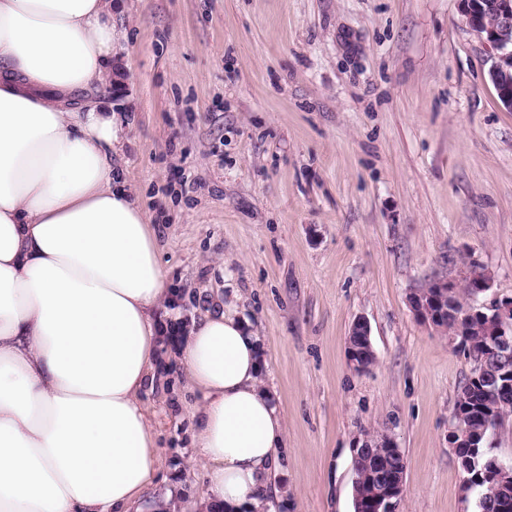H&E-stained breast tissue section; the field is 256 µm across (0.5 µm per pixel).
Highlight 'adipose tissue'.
<instances>
[{
  "label": "adipose tissue",
  "mask_w": 512,
  "mask_h": 512,
  "mask_svg": "<svg viewBox=\"0 0 512 512\" xmlns=\"http://www.w3.org/2000/svg\"><path fill=\"white\" fill-rule=\"evenodd\" d=\"M113 0H0V512H166L141 403L172 301L148 214L112 156L127 32ZM201 512H264L285 425L254 331L212 313L177 348Z\"/></svg>",
  "instance_id": "1"
}]
</instances>
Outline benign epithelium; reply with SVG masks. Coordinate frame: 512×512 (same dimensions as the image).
<instances>
[{
	"label": "benign epithelium",
	"mask_w": 512,
	"mask_h": 512,
	"mask_svg": "<svg viewBox=\"0 0 512 512\" xmlns=\"http://www.w3.org/2000/svg\"><path fill=\"white\" fill-rule=\"evenodd\" d=\"M463 13L470 29L491 50L489 78L498 97L509 110H512V0H461ZM472 262L463 263L458 278L454 280H434L429 284L431 294L422 296L415 292L409 298L414 317L438 331L448 333V339L459 345L465 342V331L448 330V322L454 312L448 309V299L465 282L478 293H487L492 287L489 273L478 280H472ZM473 313L487 321L488 329L494 339L490 340L482 368L477 376L487 383L501 381L498 388L509 385L507 374H497L489 368L495 360L504 361L512 356V297L494 298L488 303L476 306ZM348 361L356 371H364L375 362V353L371 342V331L367 320L356 319L348 335ZM485 430L477 428L461 414H453L448 427V445L451 448H477V441L483 440ZM370 452V475L377 484L375 495L367 500H355V512H397V504L404 492L406 462L398 458L396 442L388 435L377 442L366 436L356 452ZM484 478L489 480L491 494L505 490L512 479V466L503 464L492 457L482 465Z\"/></svg>",
	"instance_id": "1"
}]
</instances>
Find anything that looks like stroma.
I'll return each mask as SVG.
<instances>
[{
    "label": "stroma",
    "instance_id": "obj_1",
    "mask_svg": "<svg viewBox=\"0 0 512 512\" xmlns=\"http://www.w3.org/2000/svg\"><path fill=\"white\" fill-rule=\"evenodd\" d=\"M101 96L127 133L114 162L159 237L179 318L223 312L259 338L286 438L266 512H354L355 448L405 455L397 512H477L448 446L471 372L416 320L412 293L474 259L512 296V110L460 0H125ZM365 318L376 356L348 363ZM184 370L142 403L162 496L190 466Z\"/></svg>",
    "mask_w": 512,
    "mask_h": 512
}]
</instances>
